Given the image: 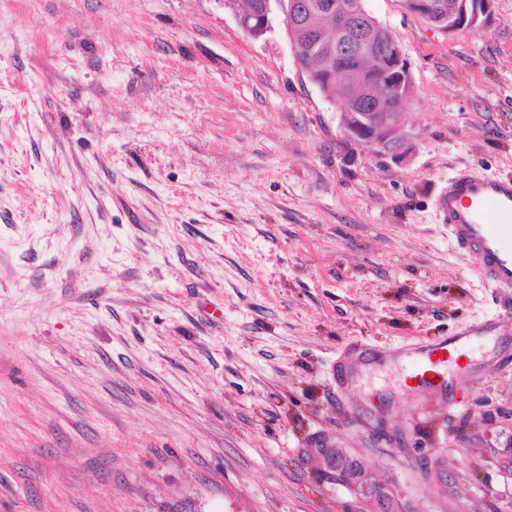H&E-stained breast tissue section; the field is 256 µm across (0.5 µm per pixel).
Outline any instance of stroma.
<instances>
[{
    "mask_svg": "<svg viewBox=\"0 0 512 512\" xmlns=\"http://www.w3.org/2000/svg\"><path fill=\"white\" fill-rule=\"evenodd\" d=\"M410 68L403 141L344 139L281 14L0 0V512H512V292L434 199L512 174V0L448 33L364 0ZM475 342L455 403L376 348ZM331 478L348 485L359 499L370 506V512H402L394 492L386 485L371 480L369 465L354 457L346 448H316Z\"/></svg>",
    "mask_w": 512,
    "mask_h": 512,
    "instance_id": "stroma-1",
    "label": "stroma"
}]
</instances>
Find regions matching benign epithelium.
Segmentation results:
<instances>
[{
	"mask_svg": "<svg viewBox=\"0 0 512 512\" xmlns=\"http://www.w3.org/2000/svg\"><path fill=\"white\" fill-rule=\"evenodd\" d=\"M489 0H402L403 7L446 32L475 25ZM283 18L301 70L338 107L348 140L376 151L401 139L399 116L412 93L407 60L393 34L373 20L363 0H251L235 10L239 27L258 40ZM331 478L346 485L370 512H402L394 492L371 480L369 465L344 448L316 449Z\"/></svg>",
	"mask_w": 512,
	"mask_h": 512,
	"instance_id": "obj_1",
	"label": "benign epithelium"
}]
</instances>
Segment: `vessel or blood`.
<instances>
[{"label": "vessel or blood", "instance_id": "1", "mask_svg": "<svg viewBox=\"0 0 512 512\" xmlns=\"http://www.w3.org/2000/svg\"><path fill=\"white\" fill-rule=\"evenodd\" d=\"M455 249L493 287L512 290V176L494 177L464 168L435 201ZM498 318L470 325L460 335L413 348L408 377L424 392H446L452 353L474 339L495 335Z\"/></svg>", "mask_w": 512, "mask_h": 512}]
</instances>
